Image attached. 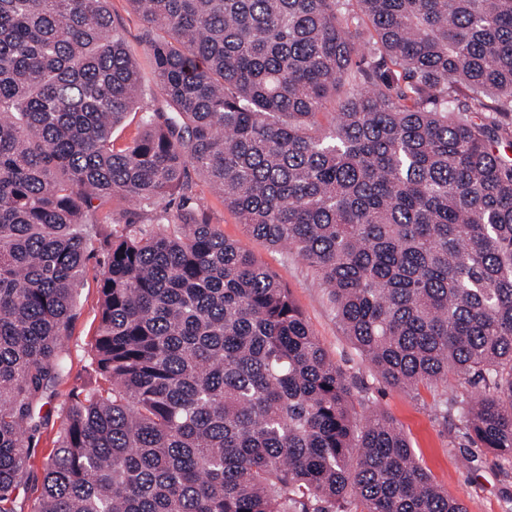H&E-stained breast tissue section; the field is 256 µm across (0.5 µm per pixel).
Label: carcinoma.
<instances>
[{
  "label": "carcinoma",
  "instance_id": "carcinoma-1",
  "mask_svg": "<svg viewBox=\"0 0 512 512\" xmlns=\"http://www.w3.org/2000/svg\"><path fill=\"white\" fill-rule=\"evenodd\" d=\"M129 2L165 112L107 0H0V512L99 250L96 381L33 512H468L193 188L312 270L382 383L481 386L435 413L512 459V0ZM115 198L153 227L103 232Z\"/></svg>",
  "mask_w": 512,
  "mask_h": 512
}]
</instances>
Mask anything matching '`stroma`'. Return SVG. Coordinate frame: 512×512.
Returning a JSON list of instances; mask_svg holds the SVG:
<instances>
[{
    "label": "stroma",
    "mask_w": 512,
    "mask_h": 512,
    "mask_svg": "<svg viewBox=\"0 0 512 512\" xmlns=\"http://www.w3.org/2000/svg\"><path fill=\"white\" fill-rule=\"evenodd\" d=\"M113 20L124 31L127 46L139 64L146 99L161 105L155 84L153 64L144 42V23L129 0H109ZM195 199L208 207L211 223L219 225L226 238L235 240L263 265L272 270L288 287L302 311L310 330L329 356L355 381L353 395L358 411L367 415L384 414L402 430L421 465L433 482L449 495L463 500L470 512H512V463L503 460L490 448L473 443L457 413L439 418L435 403L444 395L471 392V385L449 380L447 385L419 386L415 390L390 387L376 380L362 360L320 288L305 264L282 248H273L254 238L245 225L225 208L208 183L197 180ZM103 255L91 256L77 299V318L72 333L65 340L69 351L70 373L67 381L49 387L43 396V413L49 419L35 435V458L27 479L18 490V502L29 512L38 497L43 481V463L52 452L62 427L58 404L65 398L75 378L84 374L99 326V272Z\"/></svg>",
    "instance_id": "35a3bbf8"
}]
</instances>
